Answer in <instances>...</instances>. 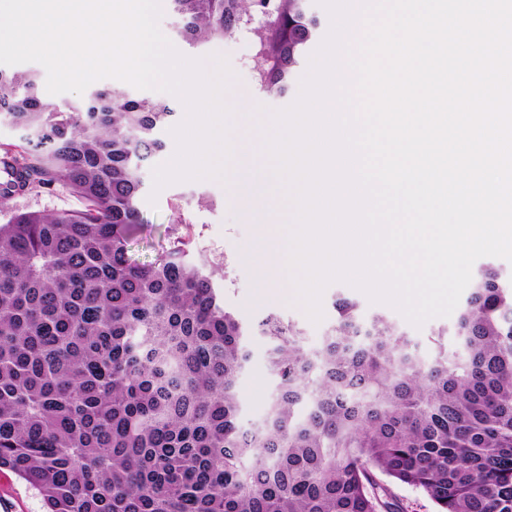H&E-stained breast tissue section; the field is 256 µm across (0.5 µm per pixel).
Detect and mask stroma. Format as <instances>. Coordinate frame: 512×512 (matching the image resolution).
<instances>
[{"label": "stroma", "instance_id": "stroma-1", "mask_svg": "<svg viewBox=\"0 0 512 512\" xmlns=\"http://www.w3.org/2000/svg\"><path fill=\"white\" fill-rule=\"evenodd\" d=\"M159 26L173 46L186 57L207 59L219 55L226 59L234 79L225 97L231 100L244 96L250 100L253 118L243 136L250 144L252 165L258 171H266L271 161L263 150L261 126L267 122L271 112L290 106L292 100L260 94L255 81L257 59L251 42L237 38L213 41L201 48L190 47L177 36L176 18L167 8L162 11ZM156 135L166 147L147 161L142 169L143 188L138 206L146 224L130 249L132 259L145 264L156 262L169 247L170 230H178L179 234L189 237L195 250L222 259L224 305L243 324H251L262 312H277L303 330L305 346L309 349L320 344L323 334L335 322L333 301L341 294L357 299L363 314L378 310L396 323H403V316L395 308L370 302L362 291L344 282L331 283L324 290L321 300L323 318L317 323L307 317L293 295L257 302L253 271L245 256L247 247L255 238L256 227L245 220L231 183L203 179L173 183L154 190V168L168 162L175 151V139L169 126L160 127ZM176 198L180 199L183 207L179 213L171 207ZM181 213L189 216V223L177 224L176 218ZM250 348V363L237 381L242 402L241 423L246 427L265 415L271 388L263 341L252 339ZM0 512H45V505L37 491L5 469L0 471Z\"/></svg>", "mask_w": 512, "mask_h": 512}]
</instances>
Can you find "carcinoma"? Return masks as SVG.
<instances>
[{
  "instance_id": "obj_1",
  "label": "carcinoma",
  "mask_w": 512,
  "mask_h": 512,
  "mask_svg": "<svg viewBox=\"0 0 512 512\" xmlns=\"http://www.w3.org/2000/svg\"><path fill=\"white\" fill-rule=\"evenodd\" d=\"M167 2L190 45L248 37L268 96L288 93L319 36L307 0ZM173 115L116 88L62 108L35 73L0 71V122L23 131L0 144V470L48 512H397L380 475L437 512H512V283L491 266L426 358L348 298L312 351L264 316L249 331L274 389L263 420L241 426L249 331L216 262L176 231L161 262L128 256L142 164ZM59 187L78 207H10Z\"/></svg>"
}]
</instances>
